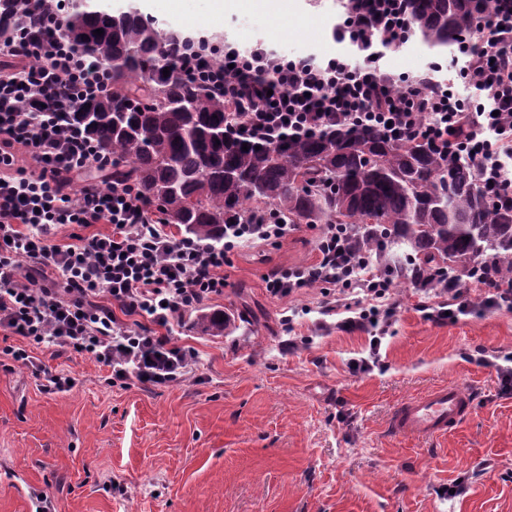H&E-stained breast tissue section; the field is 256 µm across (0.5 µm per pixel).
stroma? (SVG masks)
<instances>
[{"label":"stroma","mask_w":512,"mask_h":512,"mask_svg":"<svg viewBox=\"0 0 512 512\" xmlns=\"http://www.w3.org/2000/svg\"><path fill=\"white\" fill-rule=\"evenodd\" d=\"M269 11L235 0H138L167 25L221 43H261L284 54L333 57L339 0H272ZM456 47L417 38L384 52L383 66L415 75L447 68ZM317 224L278 245L245 243L224 267V293L205 311L235 316L228 336L203 331L197 311L169 334L198 353L195 373L168 387L106 386L93 358L33 354L77 382L47 394L23 366L0 368V512H31L46 496L55 512H512V307L477 306L434 322L426 293L392 279V313L345 328V308L325 312L337 288L285 297L266 290L271 270L317 259ZM372 371L352 360L369 357ZM468 390L473 410L448 434L405 439L389 430L395 406L439 385ZM466 479L465 495L446 490Z\"/></svg>","instance_id":"obj_1"}]
</instances>
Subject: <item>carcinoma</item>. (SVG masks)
I'll list each match as a JSON object with an SVG mask.
<instances>
[{"label":"carcinoma","instance_id":"1","mask_svg":"<svg viewBox=\"0 0 512 512\" xmlns=\"http://www.w3.org/2000/svg\"><path fill=\"white\" fill-rule=\"evenodd\" d=\"M493 7L494 0H409L413 32L430 49L457 44ZM26 9L27 0H0V40L17 33ZM36 31L71 44L107 80L109 91L67 121L112 156V181L138 191L161 223L217 245L224 225L267 214L284 224H347L355 250L402 252L390 269L397 277L424 272L456 282L478 258L512 276V205L488 197L464 156L420 137L396 141L373 126L245 145L232 136L243 115L179 67L191 37L159 27L132 2L72 0L57 22L33 18L29 32ZM199 321L211 336L230 334L235 323L222 312Z\"/></svg>","mask_w":512,"mask_h":512}]
</instances>
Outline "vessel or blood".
Returning <instances> with one entry per match:
<instances>
[{
    "label": "vessel or blood",
    "mask_w": 512,
    "mask_h": 512,
    "mask_svg": "<svg viewBox=\"0 0 512 512\" xmlns=\"http://www.w3.org/2000/svg\"><path fill=\"white\" fill-rule=\"evenodd\" d=\"M471 408L469 396L460 388L436 387L401 403L390 419V427L407 438L436 437L465 420Z\"/></svg>",
    "instance_id": "1"
}]
</instances>
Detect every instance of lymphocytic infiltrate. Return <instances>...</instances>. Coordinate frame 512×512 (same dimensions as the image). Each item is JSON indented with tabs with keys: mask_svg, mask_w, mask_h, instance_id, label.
Masks as SVG:
<instances>
[{
	"mask_svg": "<svg viewBox=\"0 0 512 512\" xmlns=\"http://www.w3.org/2000/svg\"><path fill=\"white\" fill-rule=\"evenodd\" d=\"M337 43L361 53L322 62L311 54H280L258 44L228 43L224 63L209 67L206 48L182 63L208 67L215 91L241 110L243 138L267 145L324 127L365 122L398 141L428 136L460 151L495 200L512 201V0H497L490 17L458 47L463 63L447 77L426 71L409 77L381 68L377 47H399L412 33L408 0H342ZM17 67L0 76V330L19 337L5 355L31 369L49 394L69 391L67 377L46 369L29 347L90 355L108 367V386L165 387L182 381L197 363L195 349L173 343L164 330L185 312L224 292V266L240 243L277 245L284 224H228L224 243L172 234L151 220L141 197L110 182L103 154L66 116L106 86L92 63L52 39L0 41ZM476 89L478 99L457 88ZM36 163L17 165L18 150ZM78 186V197L69 189ZM108 225V232L73 235L56 243L60 227ZM345 225L328 224L315 262L271 271V295L288 296L318 284L360 286L365 301L385 298L391 281L365 253L351 250ZM57 281L40 282L44 269ZM143 317L137 327L114 311Z\"/></svg>",
	"mask_w": 512,
	"mask_h": 512,
	"instance_id": "lymphocytic-infiltrate-1",
	"label": "lymphocytic infiltrate"
}]
</instances>
